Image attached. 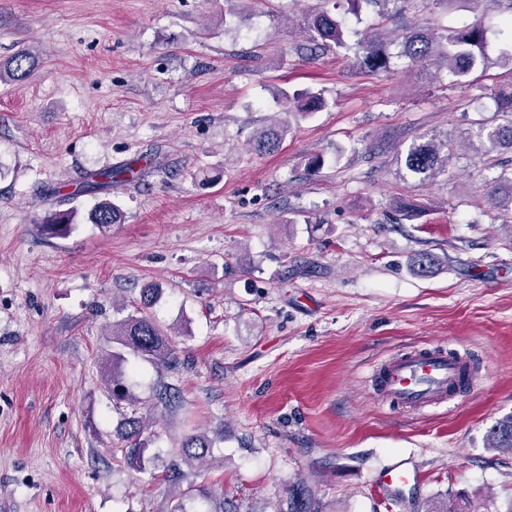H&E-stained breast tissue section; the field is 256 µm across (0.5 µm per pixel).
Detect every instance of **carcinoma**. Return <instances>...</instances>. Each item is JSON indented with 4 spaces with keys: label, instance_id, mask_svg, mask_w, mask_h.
<instances>
[{
    "label": "carcinoma",
    "instance_id": "cac0c4a2",
    "mask_svg": "<svg viewBox=\"0 0 512 512\" xmlns=\"http://www.w3.org/2000/svg\"><path fill=\"white\" fill-rule=\"evenodd\" d=\"M364 1L374 8L376 16L387 21L402 11V5L411 4L419 10L436 8L448 9L458 0H351L357 4ZM304 43L299 49L310 54L327 50H344L354 54L357 65L371 72L391 70L393 59H403L409 64L436 60L457 78L467 77L473 69L482 65H499L512 68V20L500 30L505 38L499 45L496 57L488 52L486 32L478 22L457 27H435L421 25L406 32L395 42L396 51L380 37L379 28L361 33L337 17L328 9L315 11L304 22ZM39 59L35 53L22 50L0 63V82H20L27 79L38 68ZM281 111L288 113L292 120L283 117L253 135V146L260 153L271 154L279 150L291 131V121L308 118L312 113L328 106L320 90L307 89L289 93L282 91L277 96ZM500 111L504 112L503 122L478 124L474 136L488 153L501 150L512 151V96L501 100ZM448 138L434 135L414 141L405 151L403 169L400 175L410 177L420 183L435 179L446 171L448 165ZM143 157L133 159L118 169H103L87 173L83 181L73 191L59 198L58 203L69 204L83 195H95L98 202L87 214V221L102 230L124 220V211L112 199V186L143 174L139 169ZM485 198L495 208H506L512 212V177L493 178L486 181ZM78 211L68 208L51 214L41 229L48 235L66 236L77 224ZM162 293L157 286H147L141 290L136 313L112 325V333L102 349L104 376L112 399L125 402L132 407L140 405L138 397L128 383V373L121 368L125 362L123 350H129L138 358L166 364L174 354L171 335L153 318L150 309ZM172 388L162 386L156 390L148 410L167 408L175 401ZM144 433V420L141 417L126 419L121 427L120 437L126 446L113 449L112 454L122 452L132 465L140 460L141 437ZM490 445L494 448L512 451V416L498 422L488 433ZM216 441L203 434H190L175 449V455L186 463L202 464L214 458ZM319 506L312 487L298 486L293 490L289 502V512H318ZM169 512H229L224 499L216 498L204 490L187 488Z\"/></svg>",
    "mask_w": 512,
    "mask_h": 512
}]
</instances>
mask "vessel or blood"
<instances>
[{
    "instance_id": "obj_1",
    "label": "vessel or blood",
    "mask_w": 512,
    "mask_h": 512,
    "mask_svg": "<svg viewBox=\"0 0 512 512\" xmlns=\"http://www.w3.org/2000/svg\"><path fill=\"white\" fill-rule=\"evenodd\" d=\"M375 380L384 399L415 410L443 404L458 387L472 388L478 383L463 360L444 349L400 354L378 371ZM421 479L419 469L399 461L384 468L378 481L399 497Z\"/></svg>"
}]
</instances>
